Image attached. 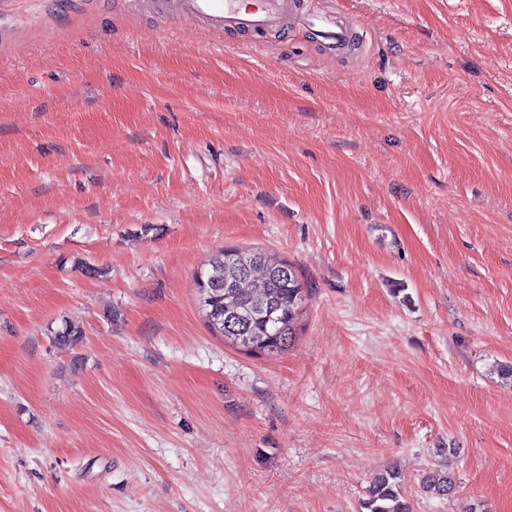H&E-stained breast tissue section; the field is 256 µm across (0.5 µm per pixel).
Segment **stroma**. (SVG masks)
I'll use <instances>...</instances> for the list:
<instances>
[{"label": "stroma", "mask_w": 512, "mask_h": 512, "mask_svg": "<svg viewBox=\"0 0 512 512\" xmlns=\"http://www.w3.org/2000/svg\"><path fill=\"white\" fill-rule=\"evenodd\" d=\"M298 4L351 50L0 0V512H512V0ZM224 247L304 284L285 351L208 327ZM305 22L331 49L343 48L352 41V30L339 24L336 18L329 14L311 13L306 16ZM361 508L366 512H412L399 473L391 469L376 476L365 491ZM424 488L437 496H448L455 486L454 477L439 470L429 474L424 481Z\"/></svg>", "instance_id": "stroma-1"}]
</instances>
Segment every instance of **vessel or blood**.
Wrapping results in <instances>:
<instances>
[{
	"instance_id": "1",
	"label": "vessel or blood",
	"mask_w": 512,
	"mask_h": 512,
	"mask_svg": "<svg viewBox=\"0 0 512 512\" xmlns=\"http://www.w3.org/2000/svg\"><path fill=\"white\" fill-rule=\"evenodd\" d=\"M179 6L188 19L220 29L233 26L256 33L279 28L284 14L283 0H179ZM305 22L330 48H343L353 38L351 29L331 15L311 13Z\"/></svg>"
}]
</instances>
